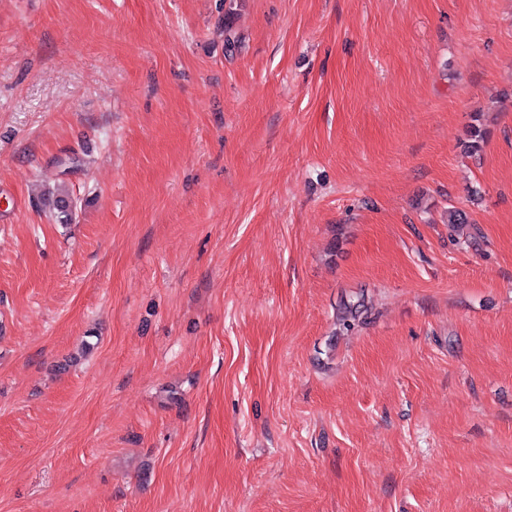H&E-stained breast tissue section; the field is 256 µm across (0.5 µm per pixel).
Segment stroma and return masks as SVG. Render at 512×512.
<instances>
[{
	"instance_id": "1",
	"label": "stroma",
	"mask_w": 512,
	"mask_h": 512,
	"mask_svg": "<svg viewBox=\"0 0 512 512\" xmlns=\"http://www.w3.org/2000/svg\"><path fill=\"white\" fill-rule=\"evenodd\" d=\"M0 512H512V0H0ZM38 202L42 208L53 213L61 224H69L75 215L76 204L68 186L61 182L56 188L45 191ZM365 311L364 299L362 297L357 298L356 301L351 299L343 300L339 304L336 316L338 325L340 326L339 329L347 333L352 331L356 325V321H359L360 316Z\"/></svg>"
}]
</instances>
